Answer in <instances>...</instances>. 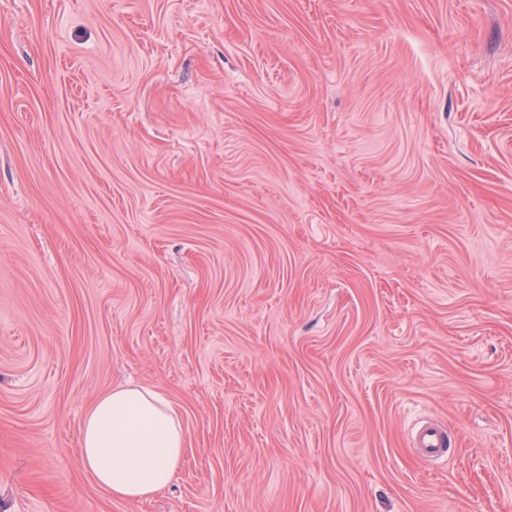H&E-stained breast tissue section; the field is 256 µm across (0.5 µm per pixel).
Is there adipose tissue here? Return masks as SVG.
<instances>
[{"instance_id": "ef3b65f1", "label": "adipose tissue", "mask_w": 512, "mask_h": 512, "mask_svg": "<svg viewBox=\"0 0 512 512\" xmlns=\"http://www.w3.org/2000/svg\"><path fill=\"white\" fill-rule=\"evenodd\" d=\"M179 415L148 386L98 399L81 429L80 465L113 499L137 502L167 487L183 456Z\"/></svg>"}]
</instances>
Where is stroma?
I'll return each instance as SVG.
<instances>
[{"instance_id": "obj_1", "label": "stroma", "mask_w": 512, "mask_h": 512, "mask_svg": "<svg viewBox=\"0 0 512 512\" xmlns=\"http://www.w3.org/2000/svg\"><path fill=\"white\" fill-rule=\"evenodd\" d=\"M0 512H512V0H0ZM179 415L148 386L98 399L81 429L80 465L113 499L137 502L167 487L183 456ZM416 442L419 448L433 459L442 457L447 450L445 432L433 423H424L416 431Z\"/></svg>"}]
</instances>
